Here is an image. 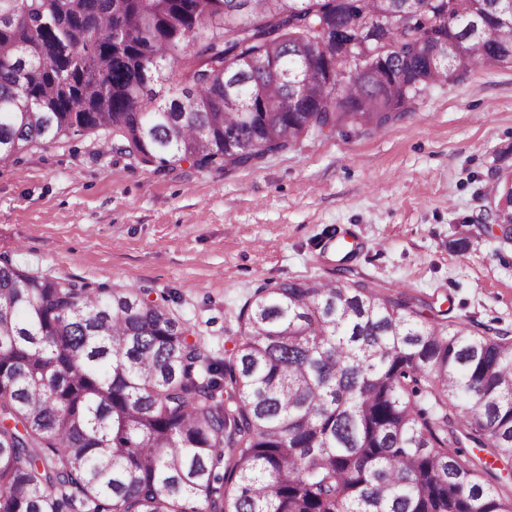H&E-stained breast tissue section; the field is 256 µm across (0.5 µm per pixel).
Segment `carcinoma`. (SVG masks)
I'll list each match as a JSON object with an SVG mask.
<instances>
[{
  "label": "carcinoma",
  "mask_w": 512,
  "mask_h": 512,
  "mask_svg": "<svg viewBox=\"0 0 512 512\" xmlns=\"http://www.w3.org/2000/svg\"><path fill=\"white\" fill-rule=\"evenodd\" d=\"M501 2L0 0V164L104 130L157 171L251 168L383 130L512 65ZM492 191L512 224V181ZM149 295L0 254V512H512L508 334L288 281L256 289L220 363Z\"/></svg>",
  "instance_id": "obj_1"
}]
</instances>
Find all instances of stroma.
<instances>
[{
	"mask_svg": "<svg viewBox=\"0 0 512 512\" xmlns=\"http://www.w3.org/2000/svg\"><path fill=\"white\" fill-rule=\"evenodd\" d=\"M104 139L0 164V253L38 276L151 289L218 359L255 289L295 279H362L512 333V238L484 225L493 175L512 178L510 66L476 65L384 131L314 132L253 169L157 172Z\"/></svg>",
	"mask_w": 512,
	"mask_h": 512,
	"instance_id": "35a3bbf8",
	"label": "stroma"
}]
</instances>
